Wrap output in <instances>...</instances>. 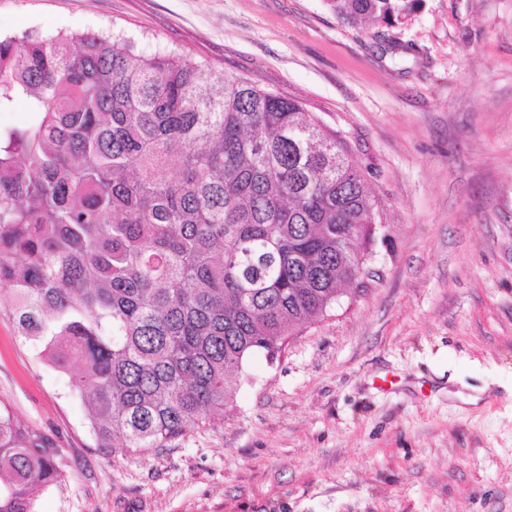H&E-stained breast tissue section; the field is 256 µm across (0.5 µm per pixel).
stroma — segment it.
<instances>
[{
	"label": "stroma",
	"mask_w": 512,
	"mask_h": 512,
	"mask_svg": "<svg viewBox=\"0 0 512 512\" xmlns=\"http://www.w3.org/2000/svg\"><path fill=\"white\" fill-rule=\"evenodd\" d=\"M28 30L120 31L300 101L379 211L364 287L163 448L100 453L0 313V407L62 471L35 512H512V0H423L397 28L325 0H0V36Z\"/></svg>",
	"instance_id": "stroma-1"
}]
</instances>
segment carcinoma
Segmentation results:
<instances>
[{"mask_svg": "<svg viewBox=\"0 0 512 512\" xmlns=\"http://www.w3.org/2000/svg\"><path fill=\"white\" fill-rule=\"evenodd\" d=\"M404 24L421 0H326ZM0 312L68 372L106 455L163 448L232 408L364 266L373 224L345 139L303 105L119 32L0 37ZM55 450L0 409V512H34Z\"/></svg>", "mask_w": 512, "mask_h": 512, "instance_id": "obj_1", "label": "carcinoma"}]
</instances>
